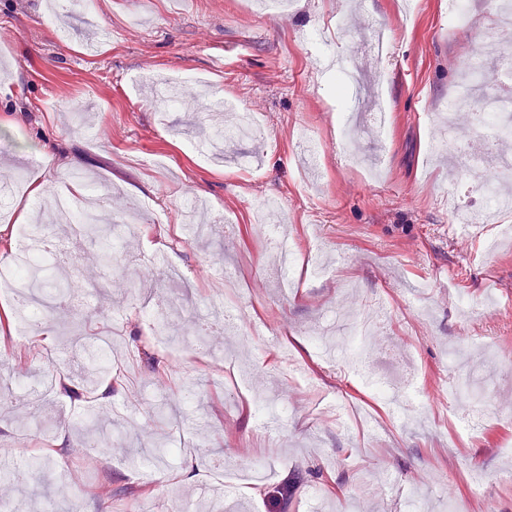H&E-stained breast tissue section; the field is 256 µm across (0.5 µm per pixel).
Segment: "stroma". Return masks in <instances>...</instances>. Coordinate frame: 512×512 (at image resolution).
<instances>
[{
  "instance_id": "1",
  "label": "stroma",
  "mask_w": 512,
  "mask_h": 512,
  "mask_svg": "<svg viewBox=\"0 0 512 512\" xmlns=\"http://www.w3.org/2000/svg\"><path fill=\"white\" fill-rule=\"evenodd\" d=\"M495 3L471 0V25L454 29L448 0H293L278 16L240 0H0V263L19 248L16 210L44 218L59 193L88 210L107 186L108 212L136 222L115 246L71 243L72 261L48 270L72 293L38 328L26 367L13 359L15 306L0 299V384L35 393L0 410V449L53 442L36 467L65 474L78 512H211L205 487L224 488V512H278L275 491L307 465L320 475L292 512H346L350 501L356 512H473L476 480L482 512H512V407L500 402L512 393V210L461 231L454 213L479 201L482 181L430 146L451 96L456 134L483 145L456 90L475 31L512 55L491 28ZM380 31L386 53L360 52ZM344 71L357 77L339 97ZM175 78L206 81L210 94L160 111L156 93ZM218 96L235 108H214ZM378 108L385 125L352 126L344 148L338 113ZM241 110L259 133L222 140ZM307 133L319 140L314 169L300 157ZM75 169L82 182L68 180ZM18 180L45 182L46 197L27 203ZM270 197L301 251L287 290L255 219ZM188 198L211 216L205 240L180 220ZM151 252L167 259L152 272L141 266ZM185 302L238 310L239 329L206 343L203 362ZM149 310L181 336L179 353L150 335ZM334 321L342 339L372 325L360 366L319 354ZM82 322L166 355L164 375L126 370L122 351L98 371L95 346L64 339ZM370 376L412 387L411 399L392 411ZM63 382L86 392L60 396ZM262 404L276 429L261 427ZM155 446L170 449L168 468L148 458Z\"/></svg>"
}]
</instances>
